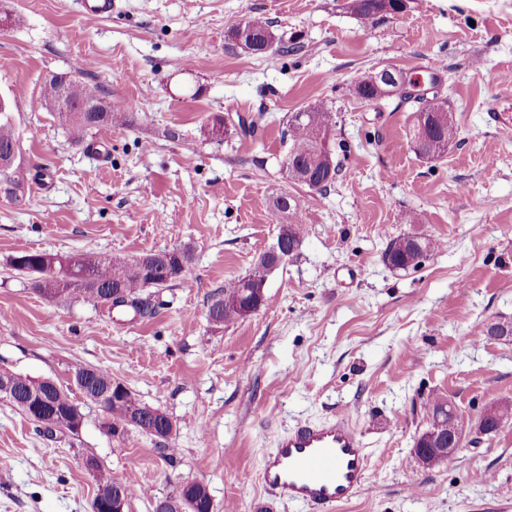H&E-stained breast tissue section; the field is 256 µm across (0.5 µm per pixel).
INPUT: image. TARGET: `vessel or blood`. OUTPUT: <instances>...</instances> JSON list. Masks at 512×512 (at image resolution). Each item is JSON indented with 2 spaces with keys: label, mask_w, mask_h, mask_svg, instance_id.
I'll list each match as a JSON object with an SVG mask.
<instances>
[{
  "label": "vessel or blood",
  "mask_w": 512,
  "mask_h": 512,
  "mask_svg": "<svg viewBox=\"0 0 512 512\" xmlns=\"http://www.w3.org/2000/svg\"><path fill=\"white\" fill-rule=\"evenodd\" d=\"M369 456L358 432L345 420L302 422L278 436L260 466L268 493L304 508L333 512L336 505L371 490Z\"/></svg>",
  "instance_id": "vessel-or-blood-1"
}]
</instances>
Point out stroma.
<instances>
[{
    "label": "stroma",
    "mask_w": 512,
    "mask_h": 512,
    "mask_svg": "<svg viewBox=\"0 0 512 512\" xmlns=\"http://www.w3.org/2000/svg\"><path fill=\"white\" fill-rule=\"evenodd\" d=\"M349 0H112L111 16L80 0H0V97L14 99L23 197L0 191V367L69 387L85 414L78 434L49 436L0 399V512H92L97 459L138 487L125 512L188 482L214 512H304L267 494L258 471L276 434L346 418L370 455L377 491L334 512H512V419L472 435L446 463L414 455L435 398L465 418L512 402V139L483 107H512V0H406L368 26ZM259 15L303 48L251 54L226 37ZM442 62L439 96L458 137L419 158L410 106L382 109L349 93L391 65L425 77ZM107 89L115 124L74 142L57 113L34 110L46 79L74 67ZM336 113L347 148L327 194L283 167L293 112ZM261 114L256 136L207 138L208 120ZM292 194L299 250L274 270L269 301L227 326L209 299L243 276L279 233L273 201ZM420 221L403 223L406 212ZM440 243L421 266L389 268L393 238ZM186 248L178 281L152 289L153 315L122 320L89 302L32 289L10 265L19 251L135 256ZM102 368L176 427L174 453L136 430L108 435V417L74 389L78 367Z\"/></svg>",
    "instance_id": "1"
}]
</instances>
